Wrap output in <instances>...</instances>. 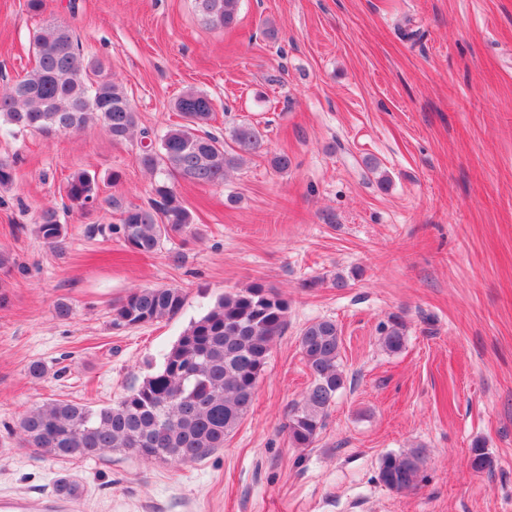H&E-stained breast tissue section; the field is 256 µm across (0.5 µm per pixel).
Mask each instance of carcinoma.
I'll return each mask as SVG.
<instances>
[{"mask_svg":"<svg viewBox=\"0 0 512 512\" xmlns=\"http://www.w3.org/2000/svg\"><path fill=\"white\" fill-rule=\"evenodd\" d=\"M211 25L228 27L236 20L240 0H199ZM35 63L12 84L0 87V127L8 133L35 131L50 136L104 129L116 143L133 140L139 115L123 87L112 79L88 80L102 69L100 60L85 56L65 26L42 28L33 37ZM180 122L164 129L158 146L147 145L140 165L155 176L145 204L111 196L100 198L96 176L77 170L67 179L65 198L87 211L103 208L119 214L109 231L142 256L157 254L164 240L193 223V213L178 193L181 182L220 185L264 145L261 130L247 122L235 125L228 137L206 130L215 110L207 94L190 90L177 98ZM36 233L52 249L62 248L68 235L57 211L44 210ZM183 290L135 288L112 305V325L135 328L178 314ZM288 299L261 282L218 298L193 321L166 353L162 366L148 374L115 404L93 407L65 399L47 401L19 421V446L66 460L95 458L120 449L144 459L192 463L224 447V439L252 407L255 387L264 372L276 338L288 324ZM405 342V326L391 317L382 344L397 352ZM299 347L312 377L302 402L288 414L286 431L294 448H309L325 427L329 408L344 387L340 368L341 331L323 319L305 326ZM425 452L411 448L382 456L378 479L401 492L422 481ZM471 467H493L485 449L471 448ZM57 494L77 498L80 483L68 475L54 482Z\"/></svg>","mask_w":512,"mask_h":512,"instance_id":"carcinoma-1","label":"carcinoma"}]
</instances>
